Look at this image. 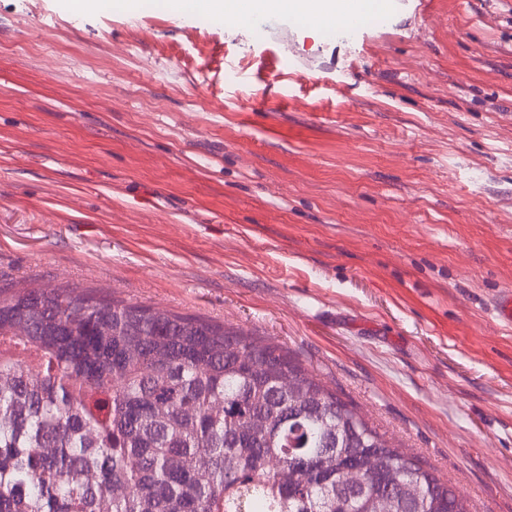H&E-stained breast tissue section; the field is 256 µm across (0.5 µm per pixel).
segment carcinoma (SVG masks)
Wrapping results in <instances>:
<instances>
[{"label":"carcinoma","mask_w":512,"mask_h":512,"mask_svg":"<svg viewBox=\"0 0 512 512\" xmlns=\"http://www.w3.org/2000/svg\"><path fill=\"white\" fill-rule=\"evenodd\" d=\"M351 465L370 486L338 495ZM0 512L471 507L272 340L90 288L7 283Z\"/></svg>","instance_id":"carcinoma-1"}]
</instances>
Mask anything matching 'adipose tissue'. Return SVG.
<instances>
[{
  "label": "adipose tissue",
  "mask_w": 512,
  "mask_h": 512,
  "mask_svg": "<svg viewBox=\"0 0 512 512\" xmlns=\"http://www.w3.org/2000/svg\"><path fill=\"white\" fill-rule=\"evenodd\" d=\"M197 8L221 16L232 11L249 20L264 14L288 13L304 22L320 16L322 25L340 24L342 15L335 0H194Z\"/></svg>",
  "instance_id": "obj_1"
}]
</instances>
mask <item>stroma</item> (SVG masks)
Masks as SVG:
<instances>
[{"label": "stroma", "mask_w": 512, "mask_h": 512, "mask_svg": "<svg viewBox=\"0 0 512 512\" xmlns=\"http://www.w3.org/2000/svg\"><path fill=\"white\" fill-rule=\"evenodd\" d=\"M200 17L0 0V283L273 339L512 512V0L286 46Z\"/></svg>", "instance_id": "35a3bbf8"}]
</instances>
